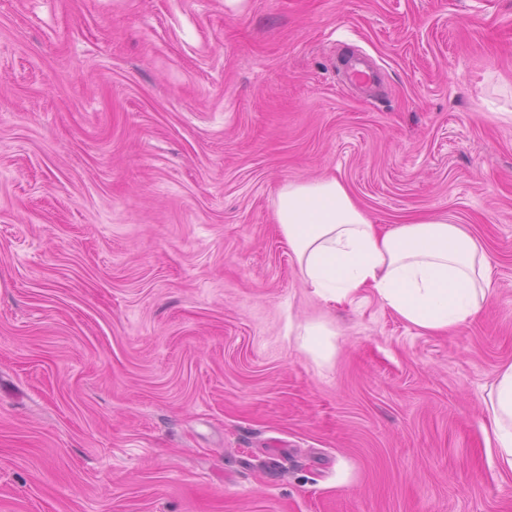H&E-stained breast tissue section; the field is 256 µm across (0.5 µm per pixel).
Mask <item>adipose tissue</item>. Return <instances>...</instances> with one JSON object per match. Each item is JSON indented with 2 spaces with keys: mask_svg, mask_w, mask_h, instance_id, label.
I'll use <instances>...</instances> for the list:
<instances>
[{
  "mask_svg": "<svg viewBox=\"0 0 512 512\" xmlns=\"http://www.w3.org/2000/svg\"><path fill=\"white\" fill-rule=\"evenodd\" d=\"M275 220L323 300L340 303L368 290L414 326L445 332L493 298L487 252L462 225L428 217L381 229L338 178L284 184ZM489 411L494 452L512 471V364L496 378Z\"/></svg>",
  "mask_w": 512,
  "mask_h": 512,
  "instance_id": "ef3b65f1",
  "label": "adipose tissue"
}]
</instances>
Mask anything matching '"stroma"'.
Masks as SVG:
<instances>
[{
	"label": "stroma",
	"instance_id": "stroma-1",
	"mask_svg": "<svg viewBox=\"0 0 512 512\" xmlns=\"http://www.w3.org/2000/svg\"><path fill=\"white\" fill-rule=\"evenodd\" d=\"M328 176L492 304L318 297L274 209ZM509 364L512 0H0V512H512ZM490 433L501 465L512 471V364L502 369L489 400Z\"/></svg>",
	"mask_w": 512,
	"mask_h": 512
}]
</instances>
